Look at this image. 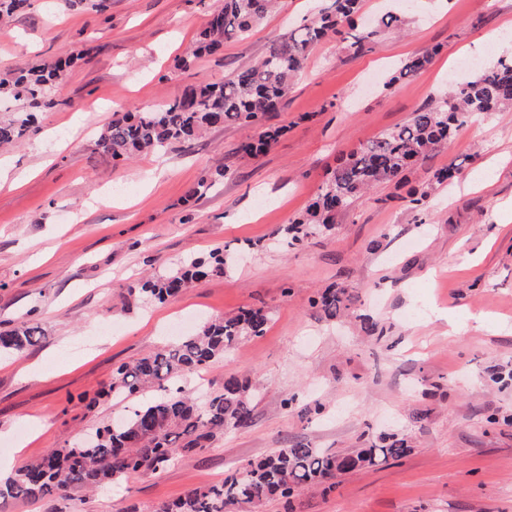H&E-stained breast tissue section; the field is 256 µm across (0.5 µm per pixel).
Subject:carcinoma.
Wrapping results in <instances>:
<instances>
[{"instance_id":"obj_1","label":"carcinoma","mask_w":512,"mask_h":512,"mask_svg":"<svg viewBox=\"0 0 512 512\" xmlns=\"http://www.w3.org/2000/svg\"><path fill=\"white\" fill-rule=\"evenodd\" d=\"M278 0H219L196 40L193 56L224 54V45L244 38ZM362 0H327L284 40L274 44L257 62L224 77V81L188 86L181 97L161 101L147 111L115 114L99 138L104 153L130 159L143 152H159L175 143H189L203 132L239 122L256 123L275 111L293 88L309 52L318 43L339 38L360 49L386 29L403 25L389 8L372 29L359 30L352 18ZM29 0H0V19L23 12ZM74 59H56L11 71L0 79V100L22 106L0 119V146L16 145L36 131L41 112L61 105L55 91L69 74ZM512 108V61L500 60L475 80L452 87L438 103L414 112L402 125L390 128L361 145L336 168L306 213L281 229L289 245L319 230H331L336 215L378 183L400 180L426 154L448 143L476 113ZM284 128L267 127L244 152H264L277 142ZM231 249L209 260L186 259L168 276H153L137 293L162 302L207 277L224 274ZM350 297L342 290L325 289L314 304L337 316ZM269 321L261 307L249 308L204 323L174 345L119 367L104 394L115 400L135 399L148 392L160 395L134 405L119 424L97 428L95 437L66 448H53L0 481V500L44 498L55 492L97 489L130 473H157L176 456L205 447L216 433L247 426L253 416L250 385L235 376L224 378L221 389L200 405L182 386V380L224 359V352L242 340L264 334ZM44 336L37 324L19 322L0 329V353H21ZM410 448L393 435L369 448L349 453L295 445L280 448L242 464L224 481L198 486L184 497L158 507L156 512H261L265 503L290 504L294 491L313 488L342 475L396 462Z\"/></svg>"}]
</instances>
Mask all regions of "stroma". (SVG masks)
Listing matches in <instances>:
<instances>
[{
  "label": "stroma",
  "instance_id": "stroma-1",
  "mask_svg": "<svg viewBox=\"0 0 512 512\" xmlns=\"http://www.w3.org/2000/svg\"><path fill=\"white\" fill-rule=\"evenodd\" d=\"M317 4L283 0L247 38L185 72L174 61L216 0H109L101 14L30 0L0 27V71L77 57L61 106L0 151L24 181L0 189V328L30 320L45 333L0 363V465L20 467L122 417L124 404L102 389L119 365L176 341L174 320L243 307L269 315L262 336L191 380L202 393L230 374L248 381L249 427L216 433L160 473L8 500L0 512H156L279 448L349 452L391 434L405 458L264 512H512V110L469 119L401 183L357 198L333 230L280 243L360 144L446 94L460 59L512 58V0H404V33L358 52L337 39L316 45L264 119L285 134L258 156L238 150L259 134L246 123L131 161L98 145L114 113L223 81ZM429 51V65L395 79L400 62ZM454 164L456 177L434 184V171ZM415 190L429 194L421 216L409 205ZM227 243L240 256L223 276L162 303L131 295L141 277ZM327 288L352 297L333 319L315 304Z\"/></svg>",
  "mask_w": 512,
  "mask_h": 512
}]
</instances>
